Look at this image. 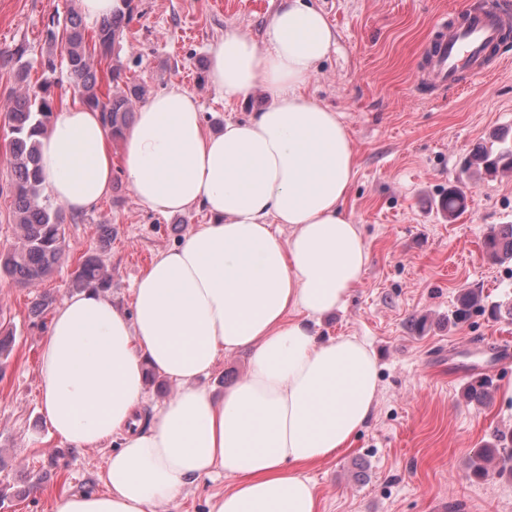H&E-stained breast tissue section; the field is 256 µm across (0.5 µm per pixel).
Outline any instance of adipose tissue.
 Listing matches in <instances>:
<instances>
[{
  "instance_id": "obj_1",
  "label": "adipose tissue",
  "mask_w": 512,
  "mask_h": 512,
  "mask_svg": "<svg viewBox=\"0 0 512 512\" xmlns=\"http://www.w3.org/2000/svg\"><path fill=\"white\" fill-rule=\"evenodd\" d=\"M335 45L312 0H281L262 40L230 28L211 51L209 80L225 103L264 97L248 120L210 131L178 86L138 108L122 152L135 197L162 216L202 208L212 220L151 262L132 313L92 288L56 309L39 362L44 418L74 448L115 447L104 491L67 494L54 512H165L213 474L231 484L210 512H319L306 466L349 448L379 394L369 344L315 330L347 305L369 260L342 210L356 176L343 115L307 93ZM39 152L68 212L111 193L99 112H59ZM241 351L249 371L222 397L197 386ZM150 370L176 391L142 426Z\"/></svg>"
}]
</instances>
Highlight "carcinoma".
Here are the masks:
<instances>
[{
  "label": "carcinoma",
  "mask_w": 512,
  "mask_h": 512,
  "mask_svg": "<svg viewBox=\"0 0 512 512\" xmlns=\"http://www.w3.org/2000/svg\"><path fill=\"white\" fill-rule=\"evenodd\" d=\"M130 19L131 10L127 8L100 20L89 43L85 37L84 19L72 7L63 22L53 20L47 28L46 39L51 46H60V55L51 52L39 62L43 72L53 74L57 70V57H63L74 94L86 107L102 113L114 141L123 139L132 124L134 105L144 97L145 89L124 70L112 68L107 79L119 91L101 93L102 77L93 64V56L102 60L108 58ZM22 57L20 48L0 52L1 63L18 64V80L25 84V90L14 97L8 111L7 155L12 172L8 194L12 198L18 245L7 252H0V278H8L27 288L48 279L56 271L65 252L66 224L76 221L77 216H66L45 193L39 163L37 137L47 127L62 99L55 97L48 82H28L29 67L22 62ZM466 170L490 179L511 174L512 142L498 138L490 146L476 148L466 161ZM466 201L467 195L462 187L450 185L441 206L448 213V218L453 219L466 208ZM483 247L487 258L494 263L512 261V224L490 228L484 236ZM107 285L101 257L96 253L84 255L78 263L72 287L105 288ZM484 301L482 289L465 290L459 296L450 321L454 325L467 321L472 312L485 309ZM492 391V379L479 375L468 382L464 395L469 400L483 403L490 398ZM506 452L512 457V434H502L484 443L474 451L470 475L476 479L487 477L491 466Z\"/></svg>",
  "instance_id": "cac0c4a2"
}]
</instances>
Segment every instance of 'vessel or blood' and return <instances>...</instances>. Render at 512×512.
Listing matches in <instances>:
<instances>
[{
    "mask_svg": "<svg viewBox=\"0 0 512 512\" xmlns=\"http://www.w3.org/2000/svg\"><path fill=\"white\" fill-rule=\"evenodd\" d=\"M511 32L512 0H473L457 16L437 18L425 52L430 82L446 90L500 70L512 60L491 50Z\"/></svg>",
    "mask_w": 512,
    "mask_h": 512,
    "instance_id": "obj_1",
    "label": "vessel or blood"
}]
</instances>
